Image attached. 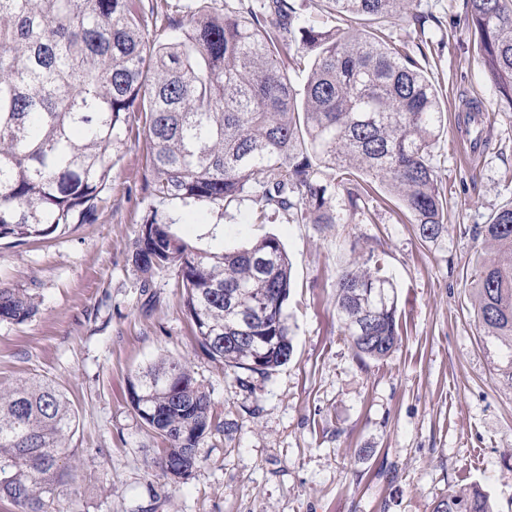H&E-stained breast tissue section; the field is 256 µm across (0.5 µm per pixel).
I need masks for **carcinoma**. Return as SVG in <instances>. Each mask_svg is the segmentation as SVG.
<instances>
[{"label": "carcinoma", "mask_w": 512, "mask_h": 512, "mask_svg": "<svg viewBox=\"0 0 512 512\" xmlns=\"http://www.w3.org/2000/svg\"><path fill=\"white\" fill-rule=\"evenodd\" d=\"M134 0H0V239L45 238L86 224L125 143L130 115L144 116L151 194L185 204L253 199L294 224H351L369 185L397 197L420 239L448 232L434 147L445 129L439 90L415 53L422 44L384 26L424 31L413 0H325L342 21L299 24L294 0H198L176 33L149 38L158 11ZM467 26L485 75L512 105V0H466ZM298 43L295 85L282 54ZM334 171L327 178L326 171ZM488 257L475 275L474 316L496 348V371L512 389V201L483 225ZM144 279L177 270L197 343L236 375L261 376L293 353L286 302L292 263L269 235L233 251L196 247L153 214L131 255ZM33 295L0 285V321L23 323ZM340 335L363 360H383L400 341L397 295L379 261L355 258L336 282ZM133 409L162 438L157 458L172 478L199 464L193 449L235 419L216 420L190 368L161 355L131 384ZM77 416L51 382L0 388V500L18 512L53 508L75 481L70 441ZM432 512H494L472 488L437 500Z\"/></svg>", "instance_id": "cac0c4a2"}]
</instances>
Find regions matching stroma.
Listing matches in <instances>:
<instances>
[{"label": "stroma", "instance_id": "35a3bbf8", "mask_svg": "<svg viewBox=\"0 0 512 512\" xmlns=\"http://www.w3.org/2000/svg\"><path fill=\"white\" fill-rule=\"evenodd\" d=\"M438 19L394 37L425 42L420 65L440 92L445 131L434 148L448 201V231L422 241L398 204L373 188L351 224L256 221L258 203L160 202L144 119L132 114L125 146L92 224L42 241L0 240V285L37 297V314L0 322V387L51 380L78 416L71 441L77 479L62 512H431L451 491L479 488L512 512V389L494 370L471 308L477 234L512 199V106L484 75L464 0H414ZM481 121L464 126L466 100ZM481 148L463 163L467 132ZM158 212L203 249L242 248L277 235L292 259L286 304L293 355L268 377L233 373L198 347L175 269L143 281L129 260L143 219ZM383 262L398 298L401 343L383 361L359 362L339 334L336 279L355 257ZM187 362L217 416L185 478L154 460L162 443L130 403V383L160 355Z\"/></svg>", "mask_w": 512, "mask_h": 512}]
</instances>
